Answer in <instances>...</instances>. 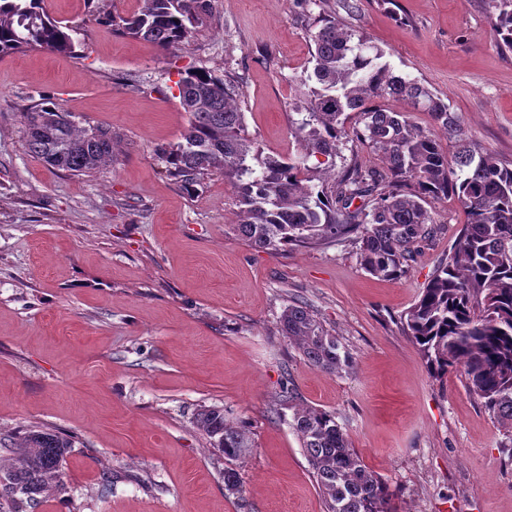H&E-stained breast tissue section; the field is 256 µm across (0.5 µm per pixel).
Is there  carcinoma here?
<instances>
[{"label": "carcinoma", "instance_id": "cac0c4a2", "mask_svg": "<svg viewBox=\"0 0 512 512\" xmlns=\"http://www.w3.org/2000/svg\"><path fill=\"white\" fill-rule=\"evenodd\" d=\"M214 0H143L130 15L109 16L113 29L162 49L187 45ZM500 48L512 51V0H491ZM314 44L312 73L302 80L299 118L291 130L302 153L294 161L263 154L246 131L240 87L206 69L185 73L178 97L190 116L184 142L165 156L167 172L187 190L216 172L238 189L240 222L233 232L258 247H312L355 237L369 274L400 278L419 244L435 233L430 200L454 197L466 223L454 252L436 270L403 327L437 378L464 368L467 392L512 430V168L477 143L450 158L439 139L407 115L379 101L402 100L430 114L447 136L458 132L448 103L405 79L382 61L366 37L333 16L308 33ZM44 48L72 55L71 28L48 14L44 0H0V56ZM355 133L385 170L353 163L336 171L349 113ZM27 145L50 167L87 175L112 161V129L79 127L59 104L42 99L22 113ZM338 172L333 183L321 177ZM369 204L353 207L356 199ZM280 329L305 360L329 375L353 368V357L310 305L288 303ZM293 384L283 401L294 409L297 434L326 512H388L386 483L362 464L336 414L298 408ZM196 424L224 458L239 460L253 444L243 423L221 407L197 411ZM72 437L31 429L0 458V512H34L49 492L64 488V463Z\"/></svg>", "mask_w": 512, "mask_h": 512}]
</instances>
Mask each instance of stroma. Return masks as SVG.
<instances>
[{
  "mask_svg": "<svg viewBox=\"0 0 512 512\" xmlns=\"http://www.w3.org/2000/svg\"><path fill=\"white\" fill-rule=\"evenodd\" d=\"M140 5L47 0L78 56L0 57V437L40 427L74 440L64 490L37 512H325L279 398L288 375L301 405L335 412L391 512H512V433L463 372L431 377L401 325L460 236L456 199L432 201L434 237L388 281L352 243L252 246L232 230L231 184L211 172L186 191L162 160L189 124L176 83L200 68L238 81L264 154L296 157L308 30L331 15L448 103L460 131L445 151L465 139L512 164V51L497 44L490 0H215L180 50L98 20ZM46 96L80 126L111 127V165L75 176L29 151L22 114ZM295 298L347 346L351 373L320 372L282 335ZM212 406L245 422L249 456L211 446L194 416ZM230 466L243 495L224 487Z\"/></svg>",
  "mask_w": 512,
  "mask_h": 512,
  "instance_id": "stroma-1",
  "label": "stroma"
}]
</instances>
